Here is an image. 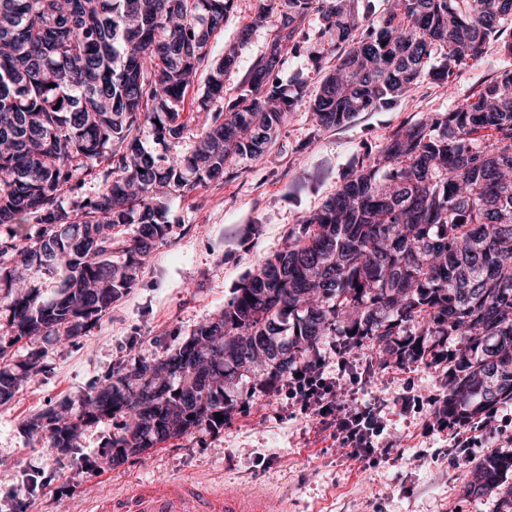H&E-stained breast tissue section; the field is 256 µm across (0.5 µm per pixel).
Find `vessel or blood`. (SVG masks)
I'll list each match as a JSON object with an SVG mask.
<instances>
[{
	"instance_id": "b4317fda",
	"label": "vessel or blood",
	"mask_w": 512,
	"mask_h": 512,
	"mask_svg": "<svg viewBox=\"0 0 512 512\" xmlns=\"http://www.w3.org/2000/svg\"><path fill=\"white\" fill-rule=\"evenodd\" d=\"M273 495L218 488L193 479L141 481L129 488L103 494L92 512H281Z\"/></svg>"
}]
</instances>
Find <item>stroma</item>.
Wrapping results in <instances>:
<instances>
[{
    "instance_id": "obj_1",
    "label": "stroma",
    "mask_w": 512,
    "mask_h": 512,
    "mask_svg": "<svg viewBox=\"0 0 512 512\" xmlns=\"http://www.w3.org/2000/svg\"><path fill=\"white\" fill-rule=\"evenodd\" d=\"M271 34L268 27L253 31L224 78L227 94H235L257 65ZM507 70L512 56L492 40L477 63L449 80L423 77L407 97L342 125L318 126L311 112L298 108L261 157L207 188L168 199L169 238L150 251L135 286L94 328L72 343L41 336L13 346L19 361L34 349L44 356L42 369L0 404V461L13 462L9 477H0V512H79L99 494L138 480L175 478L261 488L279 498L285 512H498V493L471 494L467 485L474 464L512 453V402L494 409L481 448L453 447V429L439 412L448 392L443 371L423 363L374 368L371 350L362 347L342 375L332 336L320 343L317 361L326 374L339 376L343 403L378 408L386 452L376 462L353 458L282 386L269 393L231 386L235 409L220 433L196 430L118 467L105 447L116 430L113 421L84 427L77 448L65 454L26 425L78 401L128 359L160 358L217 317L243 275L318 210L356 162L401 126L477 99Z\"/></svg>"
}]
</instances>
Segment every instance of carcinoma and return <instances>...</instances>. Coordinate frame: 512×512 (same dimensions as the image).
Listing matches in <instances>:
<instances>
[{"label": "carcinoma", "instance_id": "obj_1", "mask_svg": "<svg viewBox=\"0 0 512 512\" xmlns=\"http://www.w3.org/2000/svg\"><path fill=\"white\" fill-rule=\"evenodd\" d=\"M235 2L0 0V402L42 368L32 350L14 370L12 346L88 332L168 237L166 200L276 140L305 98L304 87L288 94L277 82L288 53L306 52L318 69L336 55L308 111L320 126H339L409 94L434 59L446 62L440 79L478 61L512 17V0H392L370 21L365 0H263L255 19L276 15L273 36L226 101L224 75L254 24L219 59L210 38ZM199 73L195 146L154 155L143 136L167 149L184 139ZM89 182L97 192L65 207L63 195ZM30 215L39 233L13 228ZM129 224L136 235L126 239ZM59 266L67 277L43 302L33 275ZM325 336L343 337V355L368 345L378 367L390 355L446 369L440 412L453 422L512 401V72L477 100L395 131L242 278L218 317L154 365L112 371L29 430L65 452L82 427L118 416L106 444L117 466L196 429L222 430L233 412L228 383L248 378L269 392L295 368L317 367ZM452 336L460 346L450 354ZM511 469L512 454L487 457L468 492L501 490Z\"/></svg>", "mask_w": 512, "mask_h": 512}]
</instances>
